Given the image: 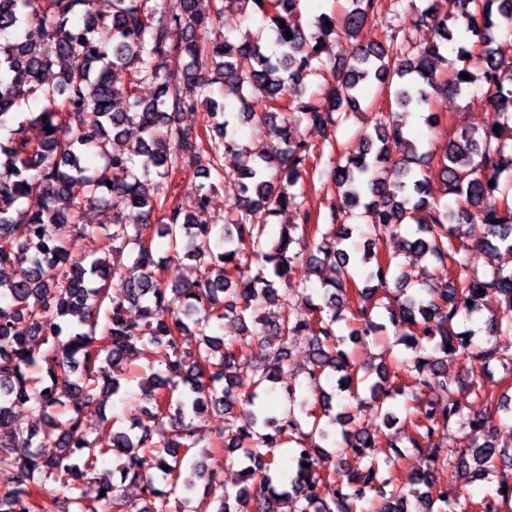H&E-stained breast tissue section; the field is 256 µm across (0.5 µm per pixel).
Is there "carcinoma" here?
Wrapping results in <instances>:
<instances>
[{"mask_svg":"<svg viewBox=\"0 0 512 512\" xmlns=\"http://www.w3.org/2000/svg\"><path fill=\"white\" fill-rule=\"evenodd\" d=\"M238 2L252 4L268 22L266 36L279 53L262 51L261 37L250 33L238 43L226 36L205 41L221 25L222 8L202 12L197 0H0V33L24 31L0 42V131H8L0 140V512H44L36 473L55 476L67 489L73 509L66 512H172L171 501H181L196 481L216 485L235 465L243 486L225 493L213 512H358L368 492L373 512H407L411 497L424 512H447L448 492L433 469L399 476L388 466L424 444L431 462L447 461L444 435L452 424L481 439L457 456L470 474L479 477L499 463L512 468V452L499 447L489 425L500 409L496 395L470 384L482 408L467 411L455 397L462 382L448 376L449 359L467 356L487 367L498 358V341L512 339V269L496 260L500 248L512 251V61L505 57L512 39L495 35L512 29V0H460L464 28L457 35L436 5L424 8L411 25L431 29L434 39L420 47L403 24L387 28L383 41L361 43L376 0H351L339 27L322 13L309 32L297 20L299 0ZM80 5L85 11L77 19ZM333 34L354 41L345 68L322 58ZM453 41L460 58L476 60L483 101L506 121L497 133L491 128L477 137L461 127L448 139L437 167L456 200L450 207L430 199L423 168L433 155L404 132L403 118L405 110L429 103L438 63ZM169 57L185 60L181 72L169 71ZM317 72L333 79L321 99L305 85ZM145 81L156 85L150 100L138 93ZM366 81L386 89L398 111L363 131L344 157L324 154L302 128L336 134L359 108ZM217 91L242 102L253 98L265 118H278L268 155L257 161L239 149ZM31 98L42 102L41 110L14 123ZM200 110L212 125L194 122ZM28 123L40 126V137L28 135ZM128 126L140 137L114 148ZM90 155L105 162L99 176L88 174ZM177 170L210 180L196 197L200 209L224 176H238L241 197L224 223L197 224L191 212L169 204L165 186ZM316 172L348 208L366 207L375 231L399 238L396 255L367 244L362 288L343 247L350 228L341 217L348 213L332 210L328 222L313 224L291 191ZM33 180L42 184L36 197ZM106 196L112 223L94 224L91 210ZM489 198L498 206L482 207ZM289 207L303 211L302 223L281 225L269 242L265 219ZM475 222L484 224L487 238L472 244L464 227ZM409 224L415 229L406 238ZM86 235L100 236L114 255L128 252L138 275L123 276L118 263L109 270L102 257L89 263L75 257ZM401 254L431 258L444 280L423 295L409 294L414 269ZM183 256L192 261L188 275L171 287L170 265ZM302 259L338 273L324 282L322 303L308 320L294 314L295 301L309 299L306 289H279ZM25 262L26 277H6ZM380 289L388 321L410 350L400 369L418 380L405 402L413 434L409 446L389 448L385 461L367 458L354 468L349 460L366 458L379 433L376 419L393 421L388 400L402 394L386 367L366 369L345 349L385 329L368 307ZM490 294L499 308L480 347L456 326L480 312ZM268 305L278 306L275 316H264ZM223 325L238 332L215 337ZM189 331L198 345L185 351L182 336ZM301 338L309 347L305 378L323 413L297 400L290 385L288 408L269 416L261 395L280 380ZM245 340L261 358L249 368L235 361ZM371 371L378 380H370ZM329 378L341 393L366 394L370 421L351 412L327 416L322 383ZM124 383L136 386L131 409L151 406L153 417L171 423L170 436L157 440L135 422L123 427L105 417V435L87 430V415ZM17 406L39 425L12 426ZM211 412L224 416L223 425L212 436L199 433L194 421ZM285 445L290 455L280 458L275 449ZM331 445L332 457L325 451ZM198 447L224 451V463L187 462ZM109 454L118 462L117 483L96 477ZM126 485L137 487L140 498H125ZM453 512H512V491L479 502L457 499Z\"/></svg>","mask_w":512,"mask_h":512,"instance_id":"carcinoma-1","label":"carcinoma"}]
</instances>
